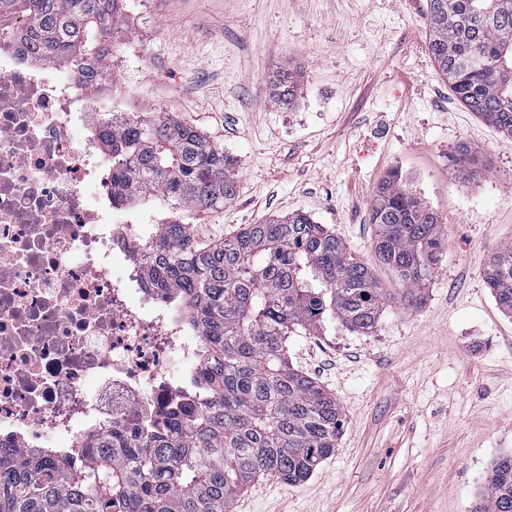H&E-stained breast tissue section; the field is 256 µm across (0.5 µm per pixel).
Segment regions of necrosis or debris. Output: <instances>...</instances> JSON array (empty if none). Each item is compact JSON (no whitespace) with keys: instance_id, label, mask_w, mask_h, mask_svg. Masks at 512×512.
<instances>
[{"instance_id":"necrosis-or-debris-1","label":"necrosis or debris","mask_w":512,"mask_h":512,"mask_svg":"<svg viewBox=\"0 0 512 512\" xmlns=\"http://www.w3.org/2000/svg\"><path fill=\"white\" fill-rule=\"evenodd\" d=\"M29 25L0 8V445L71 454L184 396L201 341L146 286L145 225L112 208L109 72L41 65Z\"/></svg>"}]
</instances>
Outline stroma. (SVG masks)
<instances>
[{
  "label": "stroma",
  "mask_w": 512,
  "mask_h": 512,
  "mask_svg": "<svg viewBox=\"0 0 512 512\" xmlns=\"http://www.w3.org/2000/svg\"><path fill=\"white\" fill-rule=\"evenodd\" d=\"M428 0H126L108 39L112 108L194 125L235 164L234 200L186 216L205 244L293 212L373 254L391 169L441 220V262L415 309L369 333L293 336V365L339 402L335 455L307 481L256 479L231 512H472L512 454V318L483 270L512 241V137L456 100L426 39ZM300 72L294 105L269 81ZM481 157L466 179L450 156Z\"/></svg>",
  "instance_id": "stroma-1"
}]
</instances>
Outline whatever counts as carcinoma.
Segmentation results:
<instances>
[{
    "label": "carcinoma",
    "instance_id": "carcinoma-1",
    "mask_svg": "<svg viewBox=\"0 0 512 512\" xmlns=\"http://www.w3.org/2000/svg\"><path fill=\"white\" fill-rule=\"evenodd\" d=\"M23 5L39 51L100 64L124 0ZM426 28L428 51L457 99L512 137V0H429ZM270 88L290 106L298 74L282 72ZM101 145L112 157L116 208L214 212L237 193L232 159L189 123L132 115L106 127ZM452 162L464 178L480 170L463 145ZM370 220L376 260L402 285L397 296L303 212L246 224L211 245L182 220L154 225L139 254L152 287L203 338L194 390L148 425H113L88 444L94 453L85 464L0 446V512H230L260 475L307 480L336 452L342 409L289 362L288 337L317 334L332 319L368 333L390 304L420 307L444 248L439 218L396 169L377 187ZM483 275L512 317V243ZM472 512H512V455L495 461Z\"/></svg>",
    "mask_w": 512,
    "mask_h": 512
}]
</instances>
